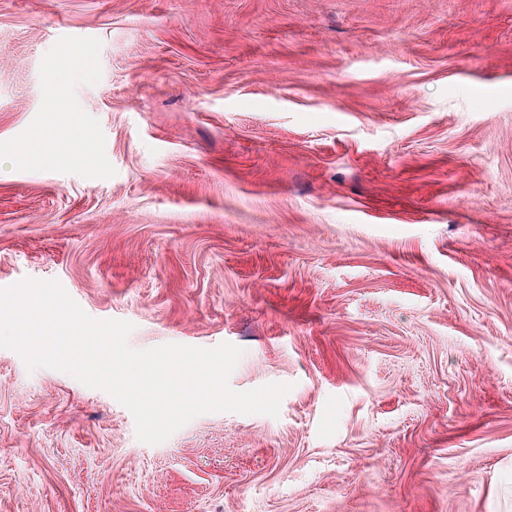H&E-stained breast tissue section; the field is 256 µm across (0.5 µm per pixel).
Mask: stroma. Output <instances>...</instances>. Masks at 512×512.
<instances>
[{
	"instance_id": "35a3bbf8",
	"label": "stroma",
	"mask_w": 512,
	"mask_h": 512,
	"mask_svg": "<svg viewBox=\"0 0 512 512\" xmlns=\"http://www.w3.org/2000/svg\"><path fill=\"white\" fill-rule=\"evenodd\" d=\"M24 279L289 390L149 445L0 349V512H512V0H0Z\"/></svg>"
}]
</instances>
